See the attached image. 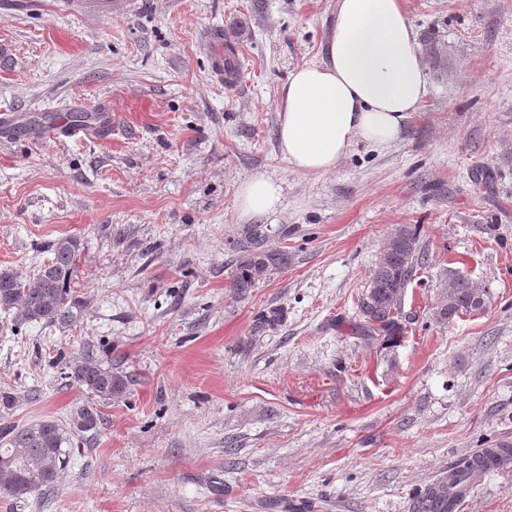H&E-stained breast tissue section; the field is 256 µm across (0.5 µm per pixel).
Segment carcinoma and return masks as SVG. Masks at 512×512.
Instances as JSON below:
<instances>
[{
	"mask_svg": "<svg viewBox=\"0 0 512 512\" xmlns=\"http://www.w3.org/2000/svg\"><path fill=\"white\" fill-rule=\"evenodd\" d=\"M427 57L439 75L448 74L451 54L445 45L428 40ZM267 233L255 225L232 243L231 288L241 295L267 278L271 272L288 265V253L265 247ZM80 242L72 236L62 237L50 245L51 257L31 277L17 270L0 269V310L13 313L20 324L42 323L68 327L80 320L85 303L74 295L71 284L78 272ZM386 266L370 273L367 294L362 299V321L356 333L381 336L387 348L400 344L404 326L399 320L401 303L394 294L404 292L416 268L423 266L418 232L404 225L401 236L389 239ZM454 294L448 309L435 313L436 319L449 323L460 314L475 310L477 288L463 275L450 274ZM67 378L93 397L111 402L126 397L128 376L112 365L96 360L93 351L84 352L81 360L67 365ZM78 432L98 425V414L88 408L78 410L73 419ZM71 444L68 434L54 420H42L28 426H0V500L19 503L52 487L68 463Z\"/></svg>",
	"mask_w": 512,
	"mask_h": 512,
	"instance_id": "cac0c4a2",
	"label": "carcinoma"
}]
</instances>
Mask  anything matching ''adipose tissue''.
<instances>
[{
    "label": "adipose tissue",
    "instance_id": "1",
    "mask_svg": "<svg viewBox=\"0 0 512 512\" xmlns=\"http://www.w3.org/2000/svg\"><path fill=\"white\" fill-rule=\"evenodd\" d=\"M426 95L403 0H336L323 60L296 69L282 91L280 152L300 172H332L355 142L383 149L398 141ZM281 196L275 181L254 175L240 184L237 205L246 216L272 214Z\"/></svg>",
    "mask_w": 512,
    "mask_h": 512
}]
</instances>
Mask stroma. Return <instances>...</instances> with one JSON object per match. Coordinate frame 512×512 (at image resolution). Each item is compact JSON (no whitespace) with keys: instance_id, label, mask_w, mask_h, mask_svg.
I'll return each mask as SVG.
<instances>
[{"instance_id":"35a3bbf8","label":"stroma","mask_w":512,"mask_h":512,"mask_svg":"<svg viewBox=\"0 0 512 512\" xmlns=\"http://www.w3.org/2000/svg\"><path fill=\"white\" fill-rule=\"evenodd\" d=\"M404 7L451 72L396 143L308 174L279 150L281 89L322 60L336 0H0V268L33 275L77 237L85 302L67 328L0 312V424L100 415L52 488L0 512H411L448 468L512 447V0ZM212 28L235 83L212 76ZM104 110L107 137L30 127ZM253 175L281 186L275 214L241 216ZM255 224L288 265L238 297L229 243ZM401 224L425 263L387 352L354 327ZM452 271L486 304L443 324ZM273 307L285 321L256 333ZM87 345L129 376L122 401L64 378ZM458 512H512V465Z\"/></svg>"}]
</instances>
